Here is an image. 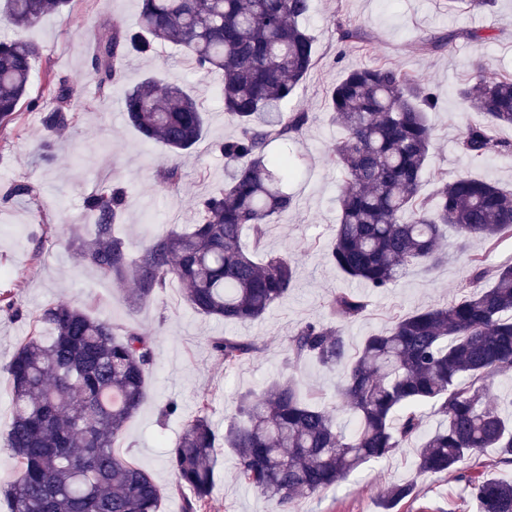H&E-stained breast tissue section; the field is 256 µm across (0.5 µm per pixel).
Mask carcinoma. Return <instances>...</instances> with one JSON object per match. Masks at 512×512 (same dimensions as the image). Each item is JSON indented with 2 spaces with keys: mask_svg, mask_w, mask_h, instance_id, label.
<instances>
[{
  "mask_svg": "<svg viewBox=\"0 0 512 512\" xmlns=\"http://www.w3.org/2000/svg\"><path fill=\"white\" fill-rule=\"evenodd\" d=\"M494 0H446L448 11L485 10ZM70 0H3L0 22L30 27ZM310 0H141L137 29L114 25L96 34L92 71L99 89L112 86L123 58L149 54L156 42L189 53L197 71L223 76L224 110L235 136L216 145L227 162L224 187L200 199L196 222L172 231L132 256L114 232L124 190L106 186L85 199L89 236L77 256L117 283L134 285L131 300L147 301L178 282L197 313L226 323L256 322L288 296L296 268L286 256L258 262L240 244L242 230L262 240L274 217L295 205L286 183L296 175L288 155L269 152L275 141L296 137L306 112H284L315 62V37L302 24ZM38 46L21 38L0 41V126L13 124L35 81ZM478 86L458 95L486 121L464 129L457 142L469 159L511 154L512 143L496 135L512 126V79L485 81L475 61ZM53 106L43 113L48 135L72 123L71 86L44 76ZM436 106L431 88L404 70L377 65L351 68L329 93L332 120L342 130L334 158L343 177L340 218L328 259L350 278L381 290L413 265L432 271L448 262L441 247L448 226L462 243L489 245L512 237V191L490 179L459 174L440 179L420 197L429 167ZM129 123L147 141L161 145L170 165L161 171L178 188L177 161L203 138L205 118L197 99L178 86L147 77L124 97ZM36 197L35 187L15 181L3 200ZM477 272L470 295L420 309L382 333L365 337L350 354L341 329L305 323L288 337L295 361L314 359L342 368V405L351 415L349 433L337 429L332 410L301 394L282 376L260 393L238 396L224 435L210 420L203 395L165 459L183 493L182 512H208L215 487L217 451L230 448L239 480L294 512L302 495L319 494L365 464L384 461L414 440L420 475L456 473L495 448L494 464H512V420L490 402L492 381L512 374V264L497 268L488 286ZM331 307L344 319L365 310L358 296L341 292ZM0 311L25 314L10 288L0 290ZM31 335L0 367L12 394L13 417L0 435L21 468L0 485L9 512H159L162 491L150 470L114 453L146 398L154 344L135 325L92 317L69 304H49L33 316ZM47 328L51 335H42ZM224 368L250 361L255 345L232 337L212 341ZM431 406L440 426L425 432L420 412ZM478 512H512V483L468 477ZM415 484L389 486L381 497L393 512L414 494Z\"/></svg>",
  "mask_w": 512,
  "mask_h": 512,
  "instance_id": "cac0c4a2",
  "label": "carcinoma"
}]
</instances>
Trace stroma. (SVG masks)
I'll list each match as a JSON object with an SVG mask.
<instances>
[{
	"instance_id": "35a3bbf8",
	"label": "stroma",
	"mask_w": 512,
	"mask_h": 512,
	"mask_svg": "<svg viewBox=\"0 0 512 512\" xmlns=\"http://www.w3.org/2000/svg\"><path fill=\"white\" fill-rule=\"evenodd\" d=\"M139 8L140 0H74L70 11L46 13L37 25L23 31L0 22V38L20 36L39 47L34 62L37 74L49 71L71 80L74 115L72 125L55 137L54 158L49 162L39 157V145L47 137L40 111L21 108L18 121L0 131V189L17 179L38 188L35 202H0V289H15L19 303L31 313L67 302L100 319L136 324L152 337L154 365L146 378L147 395L118 442L119 453L152 469L163 492L160 512H182L183 495L165 462V451L174 446L184 421L195 414L199 396L210 395L211 417L220 429L232 415L238 394L260 391L287 368L303 390L337 408L341 369L311 360L288 362L289 335L307 322L332 321L334 294L350 292L366 303L361 317L340 324L355 349L366 336L386 330L408 313L469 295L470 256H482L487 272L512 264V238L502 239L492 249L473 240L461 254L459 241L450 232L443 240L447 264L433 272L410 267L389 288L375 291L347 279L327 256L342 189L333 161L340 132L330 121L329 91L349 68L387 64L423 77L434 89L439 99L436 112L429 115L434 175L467 173L512 185V154L472 160L456 146L466 126L484 120L457 94L459 87L475 82L473 60L485 61L486 79L512 76V0H496L487 10L453 14L441 0H311L306 25L316 39L315 64L283 105L287 112L308 113L310 120L288 146H272L276 152L288 149L296 159L298 173L288 184L296 204L274 219L259 250L263 256L290 257L297 276L288 297L250 324H229L195 313L175 282L153 299L131 305L132 283L116 284L76 258L77 239L70 227L88 222L84 200L104 186L116 184L125 190L117 232L134 255L152 239L193 223L197 200L224 186L226 163L215 146L234 136L236 126L224 112L218 75L198 72L180 48L159 43L149 55L127 56L111 88L97 87L89 34L115 23L135 27ZM340 23L360 28L363 42L342 48L336 32ZM477 33L482 41H474ZM448 34L453 37L449 45L430 51L432 41ZM148 73L156 74L162 84L194 91L206 112L205 135L182 157V179L175 191L160 178L166 165L163 149L145 142L123 112L125 93ZM45 233L51 243L43 247L38 240ZM218 336L254 342L252 360L225 369L210 347ZM171 401L179 410L164 415ZM411 480L417 483L419 497L402 503L396 512H476L467 480L455 475L417 476L410 452L366 464L336 487L300 498L295 510L381 512L382 491ZM211 512H274L271 503L238 480L235 458L226 449L218 454Z\"/></svg>"
}]
</instances>
